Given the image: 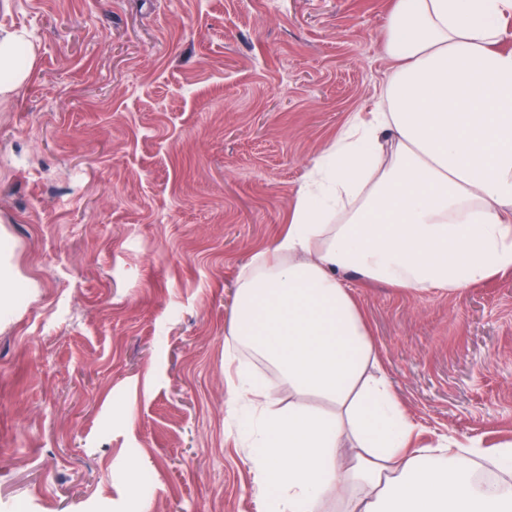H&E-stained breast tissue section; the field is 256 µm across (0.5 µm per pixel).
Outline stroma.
Returning a JSON list of instances; mask_svg holds the SVG:
<instances>
[{
	"mask_svg": "<svg viewBox=\"0 0 512 512\" xmlns=\"http://www.w3.org/2000/svg\"><path fill=\"white\" fill-rule=\"evenodd\" d=\"M389 0H0V512H258L224 361L242 269L388 72ZM413 445L512 444V275H347ZM33 46L24 32L0 29V99L17 93L31 75Z\"/></svg>",
	"mask_w": 512,
	"mask_h": 512,
	"instance_id": "obj_1",
	"label": "stroma"
}]
</instances>
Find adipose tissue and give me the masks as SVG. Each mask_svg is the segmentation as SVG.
I'll return each instance as SVG.
<instances>
[{
    "label": "adipose tissue",
    "mask_w": 512,
    "mask_h": 512,
    "mask_svg": "<svg viewBox=\"0 0 512 512\" xmlns=\"http://www.w3.org/2000/svg\"><path fill=\"white\" fill-rule=\"evenodd\" d=\"M512 0H392L389 73L314 161L288 229L242 271L228 349H251L287 385L279 407L249 367L234 395L262 512H512L471 483L512 447L416 448L346 283L464 291L512 273ZM34 65L0 29V99ZM329 402L333 410L315 406Z\"/></svg>",
    "instance_id": "adipose-tissue-1"
}]
</instances>
